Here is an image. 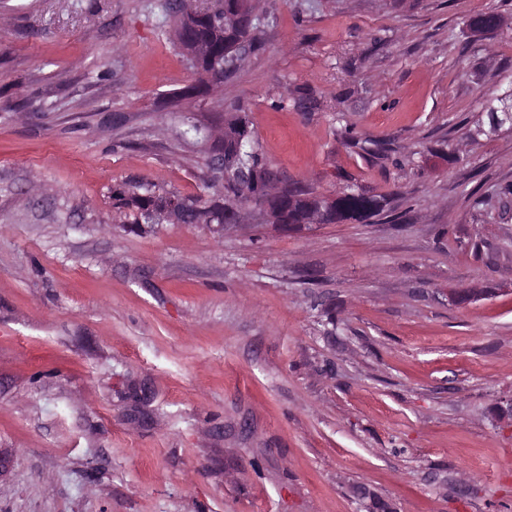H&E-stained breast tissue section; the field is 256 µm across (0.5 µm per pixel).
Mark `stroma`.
<instances>
[{"label":"stroma","instance_id":"stroma-1","mask_svg":"<svg viewBox=\"0 0 512 512\" xmlns=\"http://www.w3.org/2000/svg\"><path fill=\"white\" fill-rule=\"evenodd\" d=\"M165 3L0 0V512H512V0H259L207 90ZM241 106L404 220L124 229L113 186L199 194L186 130Z\"/></svg>","mask_w":512,"mask_h":512}]
</instances>
